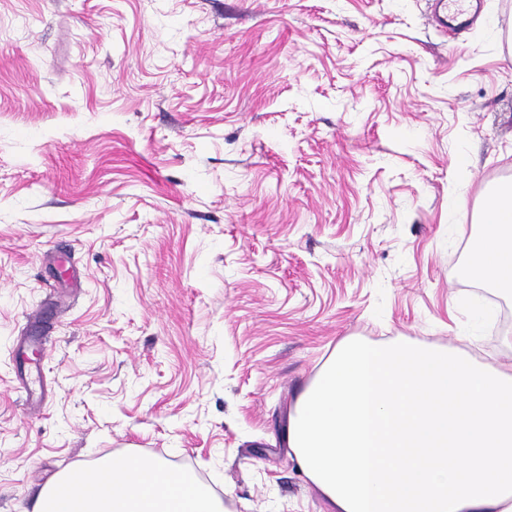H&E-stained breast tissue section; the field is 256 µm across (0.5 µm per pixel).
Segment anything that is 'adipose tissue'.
Masks as SVG:
<instances>
[{
    "label": "adipose tissue",
    "mask_w": 512,
    "mask_h": 512,
    "mask_svg": "<svg viewBox=\"0 0 512 512\" xmlns=\"http://www.w3.org/2000/svg\"><path fill=\"white\" fill-rule=\"evenodd\" d=\"M467 277L512 295V185L486 197ZM288 445L335 512H512V357L343 344L289 415ZM33 512H223L189 471L115 454L57 476Z\"/></svg>",
    "instance_id": "obj_1"
}]
</instances>
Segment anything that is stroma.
Returning a JSON list of instances; mask_svg holds the SVG:
<instances>
[{
	"instance_id": "obj_1",
	"label": "stroma",
	"mask_w": 512,
	"mask_h": 512,
	"mask_svg": "<svg viewBox=\"0 0 512 512\" xmlns=\"http://www.w3.org/2000/svg\"><path fill=\"white\" fill-rule=\"evenodd\" d=\"M435 4L0 0V512L115 453L331 512L286 435L339 344L507 354L459 271L512 183V0Z\"/></svg>"
}]
</instances>
